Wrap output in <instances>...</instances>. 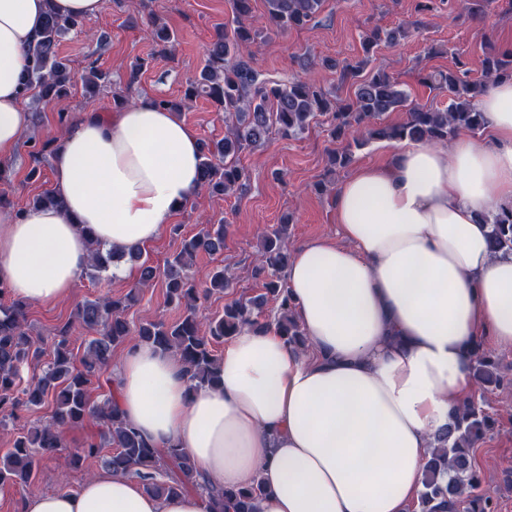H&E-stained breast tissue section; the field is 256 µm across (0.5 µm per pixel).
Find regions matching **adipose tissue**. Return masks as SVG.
Instances as JSON below:
<instances>
[{
  "mask_svg": "<svg viewBox=\"0 0 512 512\" xmlns=\"http://www.w3.org/2000/svg\"><path fill=\"white\" fill-rule=\"evenodd\" d=\"M95 19L102 0H0V158L29 123L18 79L47 9ZM487 145L400 146L336 190L337 234L296 246L286 270L308 351L275 329L224 346L216 386L190 389L180 358L138 342L114 398L158 448L185 449L216 487L263 481L258 512H412L421 467L474 395L469 348L512 346V254L492 252L491 213L512 208V81L484 94ZM199 188V148L175 114L142 97L85 113L54 151L63 208L0 218V282L18 298H67L88 242L145 246ZM22 512H209L194 493L159 497L104 469Z\"/></svg>",
  "mask_w": 512,
  "mask_h": 512,
  "instance_id": "ef3b65f1",
  "label": "adipose tissue"
}]
</instances>
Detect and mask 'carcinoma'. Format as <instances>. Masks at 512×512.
<instances>
[{"instance_id": "obj_1", "label": "carcinoma", "mask_w": 512, "mask_h": 512, "mask_svg": "<svg viewBox=\"0 0 512 512\" xmlns=\"http://www.w3.org/2000/svg\"><path fill=\"white\" fill-rule=\"evenodd\" d=\"M235 26L229 32L217 30L207 48L205 65L184 91L183 100L160 99L157 104L180 112L184 102L197 97L213 101L224 113V138L200 149V186L213 196H226L242 189L248 179L239 155L256 147L276 132L284 138L303 135L319 116L329 123L333 140L347 144L333 151L332 163L341 167L352 161V147L365 141L357 137L361 128L375 139L446 144L460 131L476 134L484 128V116L475 104L489 85L501 79L512 80V50L487 53L482 62L483 78L473 79L466 64L458 61L455 69L430 74L426 80L446 89L452 96L447 109H424L410 99L397 79L382 69L367 70L376 49L393 44L406 34L399 28H373L362 34L363 57L356 61L324 60L321 65L338 72L339 80L354 88L353 97L335 101L312 77L292 79L286 84L271 83L252 66L255 50L269 42L267 32L284 34L308 24L320 11L323 0H264L267 25L259 29L252 21V0H232ZM84 22L62 18L53 10L46 12L44 23L29 63L22 75L24 97L53 102L68 95L82 83L89 94L96 92L105 74L90 63L76 76L69 63L60 58L57 47L72 29ZM388 112H404L406 120L382 125L380 117ZM53 141L32 145L29 175L41 174L46 154L53 153ZM489 226L490 246L496 253H512V209L502 210L484 219ZM288 220L262 236L257 250L254 275L263 279V292L224 305V313L203 325L198 320L196 301L199 289L187 273V267L200 252L224 250V225L204 230L181 242V248L167 259L163 270L143 258L139 249L128 252V259L139 263V285L148 286L162 274L169 303L184 307L174 324L163 321L131 326L124 317L134 296L96 298L79 304L74 320L59 327L52 338V356L40 363L42 348L29 332L25 302L10 298L7 286L0 282V427L27 410L46 403L52 405L48 421L17 433L12 448L0 458V484L28 486L41 461L63 448V429L95 420L101 426L99 439H90L67 455V462L78 466L97 456L101 448H115L103 458L106 469L140 479L146 489L158 496L174 495L192 488L208 498L210 512H257L264 495L261 484L246 490L216 489L206 481L190 455L173 446L160 450L128 426L113 397L94 402L89 385L112 361L117 348L137 340L177 354L187 367L191 386L213 385L219 378V358L214 345L237 335L241 329L275 327L285 343L296 348L306 346L304 333L293 316V302L286 287L288 254L284 241ZM120 259L112 251L90 241L86 276L96 281L111 263ZM275 304L274 322L261 320L268 302ZM94 334L85 355L76 359L71 347L75 328ZM32 369L28 380L24 368ZM471 370L476 386L486 389L500 385L501 376L494 361L475 345L471 352ZM491 426L486 412L473 400L455 412L452 423L435 439L437 447L421 468L423 490L415 512H494L490 499L472 494L480 484L474 464V449Z\"/></svg>"}]
</instances>
